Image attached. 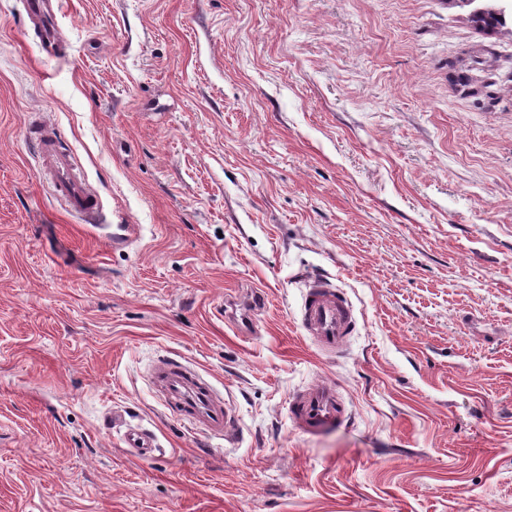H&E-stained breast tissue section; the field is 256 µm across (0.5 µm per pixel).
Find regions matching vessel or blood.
Returning <instances> with one entry per match:
<instances>
[{
    "instance_id": "b4317fda",
    "label": "vessel or blood",
    "mask_w": 512,
    "mask_h": 512,
    "mask_svg": "<svg viewBox=\"0 0 512 512\" xmlns=\"http://www.w3.org/2000/svg\"><path fill=\"white\" fill-rule=\"evenodd\" d=\"M26 5L29 13L41 21L43 52L53 55L56 36L45 0H26ZM28 139L39 160L40 176L48 181L54 197L63 201L70 213L87 220L94 218L100 201L79 172L74 154L61 145L54 131L44 127L30 125ZM299 323L320 353L332 355L344 347L356 329L354 306L343 290L328 278L319 277L309 282L302 296ZM152 379L179 417L213 435H234L231 406L195 367L164 360L153 368ZM288 405L291 428L301 435L318 434L348 420L345 402L332 385L315 383L292 393ZM125 441L142 458L150 457L155 448L154 437L135 428L127 429Z\"/></svg>"
}]
</instances>
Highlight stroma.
Segmentation results:
<instances>
[{
	"mask_svg": "<svg viewBox=\"0 0 512 512\" xmlns=\"http://www.w3.org/2000/svg\"><path fill=\"white\" fill-rule=\"evenodd\" d=\"M470 12L58 0L49 58L0 0V512H512V36ZM34 117L105 225L50 194ZM112 224L141 235L113 249ZM317 275L357 313L331 359L299 326ZM250 290L254 336L217 313ZM162 356L236 444L172 414ZM316 382L351 421L303 436L288 397ZM152 379L179 417L213 435H234L231 406L194 366L177 360L160 361L152 370ZM125 441L128 448L141 458L150 457L156 447L155 439L151 434L135 428L127 429Z\"/></svg>",
	"mask_w": 512,
	"mask_h": 512,
	"instance_id": "35a3bbf8",
	"label": "stroma"
}]
</instances>
